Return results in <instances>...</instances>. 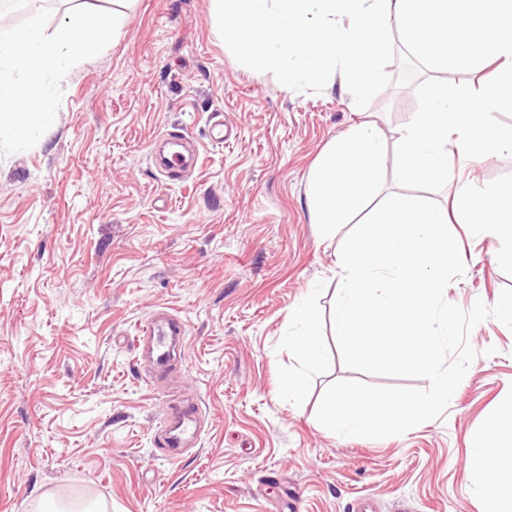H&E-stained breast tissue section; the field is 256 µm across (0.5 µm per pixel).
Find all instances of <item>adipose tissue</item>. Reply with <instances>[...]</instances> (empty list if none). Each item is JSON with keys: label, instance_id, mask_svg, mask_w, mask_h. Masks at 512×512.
Returning a JSON list of instances; mask_svg holds the SVG:
<instances>
[{"label": "adipose tissue", "instance_id": "adipose-tissue-1", "mask_svg": "<svg viewBox=\"0 0 512 512\" xmlns=\"http://www.w3.org/2000/svg\"><path fill=\"white\" fill-rule=\"evenodd\" d=\"M382 150V134L368 121L329 143L311 180L315 223L326 229L348 223L376 181ZM295 320L300 329L290 338L292 348L308 366H317L323 344L310 306L301 305ZM506 457H512V399L498 406L465 465L471 486L492 501L497 512H512V484L494 476L496 462Z\"/></svg>", "mask_w": 512, "mask_h": 512}]
</instances>
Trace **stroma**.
Masks as SVG:
<instances>
[{"label":"stroma","instance_id":"35a3bbf8","mask_svg":"<svg viewBox=\"0 0 512 512\" xmlns=\"http://www.w3.org/2000/svg\"><path fill=\"white\" fill-rule=\"evenodd\" d=\"M391 84L364 108L341 81L297 92L224 51L211 0H135L122 36L62 82L52 127L0 156V512L35 501L96 512H489L469 485L468 449L512 398V330L488 319L470 334L478 355L443 418L383 439L343 437L316 420L333 382L355 378L340 356L332 310L335 261L349 230L322 236L309 202L326 144L363 121L385 138L360 221L388 195L399 131L415 115L414 85ZM236 137L214 146L213 122ZM186 136L195 166L166 176L154 141ZM512 157L454 162L433 198L451 205L456 179L482 186ZM447 301L494 305L512 287L498 244L474 243ZM310 301L321 364L288 348L294 308ZM187 326L175 368L154 372L134 346L158 309ZM494 355H486L487 347ZM305 374L306 390L284 389ZM198 408L199 431L170 460L168 416Z\"/></svg>","mask_w":512,"mask_h":512}]
</instances>
